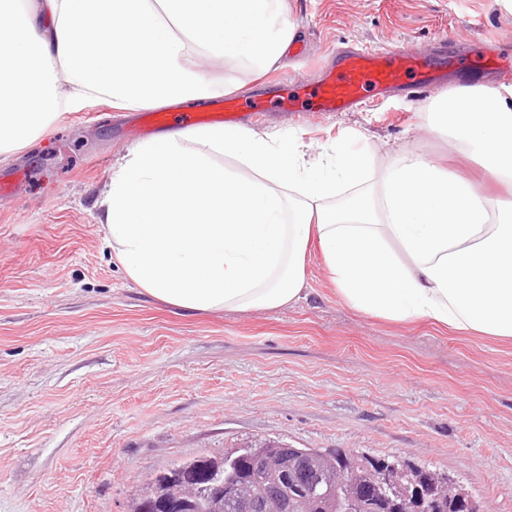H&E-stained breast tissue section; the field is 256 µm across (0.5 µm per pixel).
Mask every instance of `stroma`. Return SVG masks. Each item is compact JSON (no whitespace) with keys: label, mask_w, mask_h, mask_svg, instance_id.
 Instances as JSON below:
<instances>
[{"label":"stroma","mask_w":512,"mask_h":512,"mask_svg":"<svg viewBox=\"0 0 512 512\" xmlns=\"http://www.w3.org/2000/svg\"><path fill=\"white\" fill-rule=\"evenodd\" d=\"M287 17L304 53L280 68L199 60L268 102L254 130L315 159L345 137L377 166L420 155L480 182L428 107L512 84L507 0H288ZM399 45L437 65L434 84L351 112L278 107L290 75L316 83L338 48ZM136 118L89 100L0 162V512H128L153 473L256 439L426 464L482 512H512V341L359 313L315 243L307 296L286 309L190 314L147 296L98 222Z\"/></svg>","instance_id":"stroma-1"}]
</instances>
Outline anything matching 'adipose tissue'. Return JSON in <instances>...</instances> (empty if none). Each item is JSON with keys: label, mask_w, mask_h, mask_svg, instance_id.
Instances as JSON below:
<instances>
[{"label": "adipose tissue", "mask_w": 512, "mask_h": 512, "mask_svg": "<svg viewBox=\"0 0 512 512\" xmlns=\"http://www.w3.org/2000/svg\"><path fill=\"white\" fill-rule=\"evenodd\" d=\"M292 38L284 0H0V155L89 99L133 111L224 94L199 57L269 70ZM430 112L512 188V86L453 88ZM100 208L130 280L188 312L295 305L315 240L357 312L512 340V202L425 157L379 170L340 143L310 164L270 135L199 127L133 146Z\"/></svg>", "instance_id": "1"}]
</instances>
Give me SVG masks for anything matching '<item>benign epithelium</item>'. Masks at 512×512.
Listing matches in <instances>:
<instances>
[{"mask_svg":"<svg viewBox=\"0 0 512 512\" xmlns=\"http://www.w3.org/2000/svg\"><path fill=\"white\" fill-rule=\"evenodd\" d=\"M269 459L277 464L280 482L273 490L281 502L288 499H302L308 496L311 487L317 483L321 476L307 464L298 460H287L280 454V446L270 445ZM381 486L390 491L385 497L383 512H397L408 505L419 512L425 504L426 498L434 500L442 498V486H448V507L456 512H479L474 501L462 489L453 485V480L445 475L433 472H422L409 466H391L380 469ZM196 473L189 470H179L155 486L153 498L158 512H171L177 508L178 512H193L198 507L195 499L197 490Z\"/></svg>","mask_w":512,"mask_h":512,"instance_id":"benign-epithelium-1","label":"benign epithelium"}]
</instances>
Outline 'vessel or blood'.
<instances>
[{"mask_svg":"<svg viewBox=\"0 0 512 512\" xmlns=\"http://www.w3.org/2000/svg\"><path fill=\"white\" fill-rule=\"evenodd\" d=\"M416 57L409 47L399 46L380 54L362 49L341 54L336 69L313 90L300 98H283L290 110L304 112H344L364 105L369 93L391 88L410 90L407 68ZM242 105L231 99H217L194 112H153L146 131L162 133L175 126L193 127L202 123L235 122Z\"/></svg>","mask_w":512,"mask_h":512,"instance_id":"obj_1","label":"vessel or blood"}]
</instances>
